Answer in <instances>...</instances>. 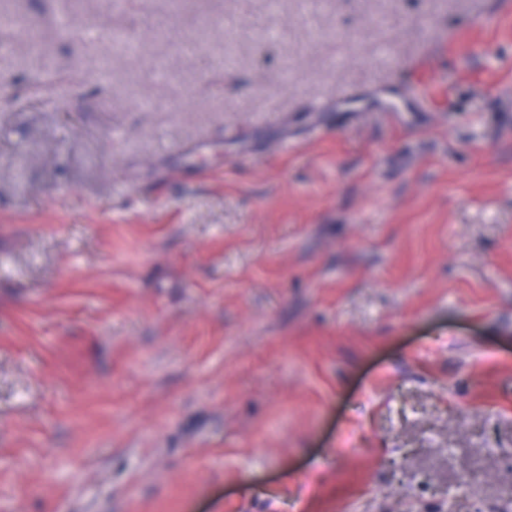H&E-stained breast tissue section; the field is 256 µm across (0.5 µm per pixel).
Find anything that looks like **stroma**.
I'll return each instance as SVG.
<instances>
[{
    "mask_svg": "<svg viewBox=\"0 0 512 512\" xmlns=\"http://www.w3.org/2000/svg\"><path fill=\"white\" fill-rule=\"evenodd\" d=\"M3 5L0 512H512V0Z\"/></svg>",
    "mask_w": 512,
    "mask_h": 512,
    "instance_id": "1",
    "label": "stroma"
}]
</instances>
